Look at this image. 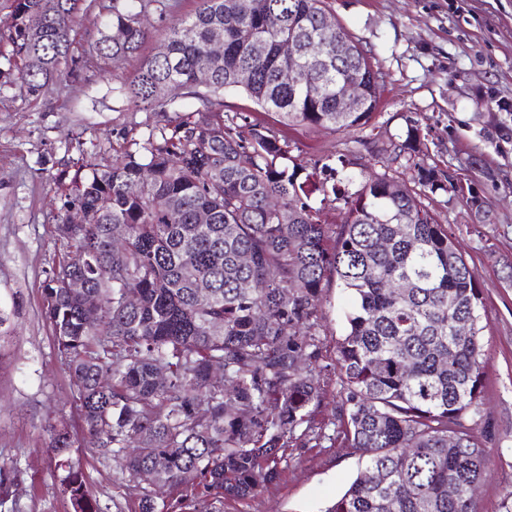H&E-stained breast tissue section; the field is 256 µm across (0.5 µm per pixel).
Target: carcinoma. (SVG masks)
<instances>
[{"label":"carcinoma","instance_id":"carcinoma-1","mask_svg":"<svg viewBox=\"0 0 512 512\" xmlns=\"http://www.w3.org/2000/svg\"><path fill=\"white\" fill-rule=\"evenodd\" d=\"M8 2L14 25L5 46L29 94L47 88L64 62L78 74L84 61L72 54L71 33L89 9L85 0ZM200 2L170 28L166 52L143 61L121 91L137 107L170 112L169 93L180 89L203 109L150 131L104 170L76 169L61 196L56 232L66 254L46 284L44 316L94 445L122 459L134 482L150 469L171 492L255 496L276 479L279 452L308 435L322 438L311 329L334 279L352 295L337 346L336 434L365 464L326 512H477L468 489L491 464L471 426L484 390L486 325L475 270L448 228L417 192L383 174L343 196L345 215L332 234L310 204L324 183L289 170L288 143L237 112L224 123L221 94L232 88L286 126L355 131L380 101L370 57L339 25L324 30L326 0ZM142 3L112 0L97 59L138 54L148 36ZM35 13L44 19L36 30ZM216 34L224 55L210 63ZM257 42L261 54L252 50ZM208 63L201 87L197 74ZM290 63L299 71L292 85L280 80ZM242 70L252 73L246 84ZM347 81L363 85L357 112L337 111ZM417 140L412 127L395 155L415 151ZM414 171L420 186L448 190L433 170L416 163ZM157 198L173 209H156ZM72 206L84 223L66 222ZM201 213L208 223L197 222ZM118 224L127 229L121 250L112 246ZM73 280L101 302L92 329ZM391 282L404 288L396 294ZM460 319L470 321L463 336L454 331ZM214 367L224 368V382L211 379ZM48 438L73 512H101L72 457L69 429L51 425ZM371 471L379 483H368ZM170 509L142 488L137 512Z\"/></svg>","mask_w":512,"mask_h":512}]
</instances>
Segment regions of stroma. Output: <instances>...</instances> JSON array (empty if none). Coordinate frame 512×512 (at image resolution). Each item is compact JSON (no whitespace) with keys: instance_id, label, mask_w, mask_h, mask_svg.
Masks as SVG:
<instances>
[{"instance_id":"obj_1","label":"stroma","mask_w":512,"mask_h":512,"mask_svg":"<svg viewBox=\"0 0 512 512\" xmlns=\"http://www.w3.org/2000/svg\"><path fill=\"white\" fill-rule=\"evenodd\" d=\"M199 0H149L141 24L149 37L138 55L98 63L78 76L61 71L40 95H29L0 57V472L14 480L0 512H73L59 493L46 427L71 430L87 483L104 512H131L138 487L120 459L92 449L77 393L43 316L45 285L62 248L55 231L60 172L77 160L103 169L170 120L128 103L120 91L169 28ZM332 18L369 54L379 74L380 105L355 132L285 126L236 89L223 95L225 115L261 120L288 142V163L313 172L330 164L334 181L353 193L349 173H386L409 182L414 164L447 177L454 190L419 188L423 205L447 225L477 273L488 327L482 339L485 388L479 430L492 459L477 492L479 512H503L512 490V0H328ZM112 0H94L72 34L73 52L92 57ZM417 127L412 157L392 145ZM486 203L471 205V193ZM347 291L329 283L319 303L322 397L318 445L287 448L277 479L255 497L211 502L210 512H326L364 463L336 436L340 377L337 343L346 333Z\"/></svg>"}]
</instances>
